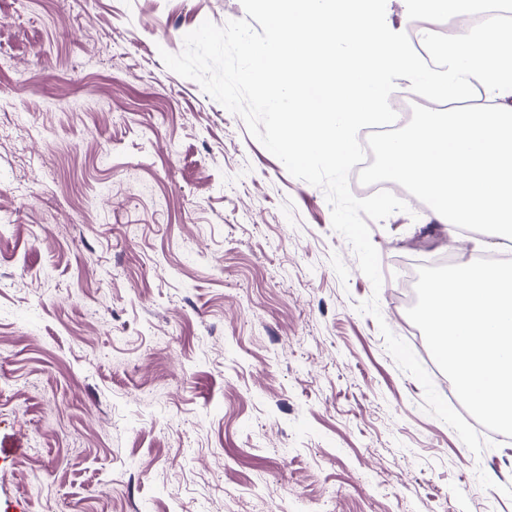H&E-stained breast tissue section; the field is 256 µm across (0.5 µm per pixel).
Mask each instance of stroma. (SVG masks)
I'll use <instances>...</instances> for the list:
<instances>
[{"label": "stroma", "instance_id": "obj_1", "mask_svg": "<svg viewBox=\"0 0 512 512\" xmlns=\"http://www.w3.org/2000/svg\"><path fill=\"white\" fill-rule=\"evenodd\" d=\"M241 0H0V512H512L388 352L402 256L512 250L370 222L166 67ZM377 298L380 317L360 313Z\"/></svg>", "mask_w": 512, "mask_h": 512}]
</instances>
